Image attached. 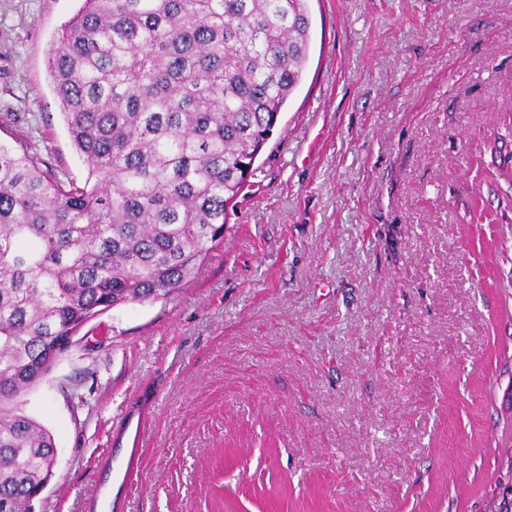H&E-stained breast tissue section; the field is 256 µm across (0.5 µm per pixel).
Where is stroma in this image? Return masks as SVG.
Returning <instances> with one entry per match:
<instances>
[{"instance_id":"stroma-1","label":"stroma","mask_w":512,"mask_h":512,"mask_svg":"<svg viewBox=\"0 0 512 512\" xmlns=\"http://www.w3.org/2000/svg\"><path fill=\"white\" fill-rule=\"evenodd\" d=\"M81 0H0V143L84 185L48 73ZM297 91L224 242L25 397L36 512H489L512 457V0H309ZM84 405H76L71 393Z\"/></svg>"}]
</instances>
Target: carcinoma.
I'll return each mask as SVG.
<instances>
[{"label":"carcinoma","mask_w":512,"mask_h":512,"mask_svg":"<svg viewBox=\"0 0 512 512\" xmlns=\"http://www.w3.org/2000/svg\"><path fill=\"white\" fill-rule=\"evenodd\" d=\"M308 0H83L49 53L79 187L0 144V512H29L54 440L23 413L64 346L182 288L300 85Z\"/></svg>","instance_id":"obj_1"}]
</instances>
